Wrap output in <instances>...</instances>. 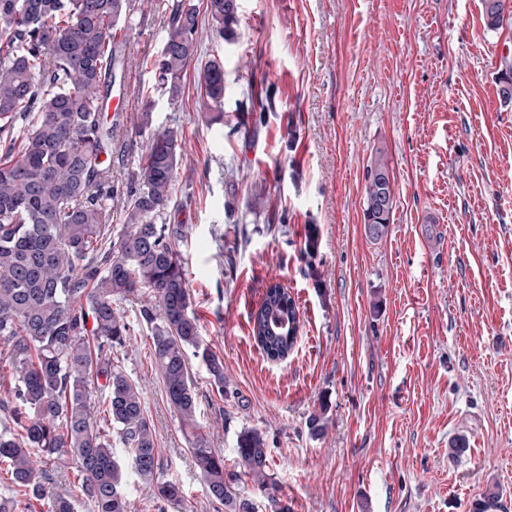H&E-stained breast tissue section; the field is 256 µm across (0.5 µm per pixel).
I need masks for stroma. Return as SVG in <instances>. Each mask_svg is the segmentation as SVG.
<instances>
[{
	"mask_svg": "<svg viewBox=\"0 0 512 512\" xmlns=\"http://www.w3.org/2000/svg\"><path fill=\"white\" fill-rule=\"evenodd\" d=\"M174 0L127 22L138 38L125 81L131 109L112 136V222L152 133L182 147L166 218L183 224L192 309L224 363L216 390L192 361L198 421L237 491L291 512H470L498 485L512 512V104L499 52L512 18L483 24L484 0H237L232 41H203L178 97L153 91ZM224 64V122L207 125L198 75ZM270 93L265 124L252 97ZM152 98L148 127L139 106ZM384 151L396 205L387 235L366 237L364 171ZM317 225L315 260L302 252ZM300 312L296 351L272 362L249 329L266 287ZM116 353L156 432L160 477L185 502L152 499L126 475L132 512H224L211 501L188 435L155 370L139 296ZM327 420L312 436L311 415ZM262 433L272 482L241 475L240 431ZM468 450L455 456L458 438ZM41 495L92 512L73 466L48 467Z\"/></svg>",
	"mask_w": 512,
	"mask_h": 512,
	"instance_id": "obj_1",
	"label": "stroma"
}]
</instances>
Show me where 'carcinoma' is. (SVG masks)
<instances>
[{
  "label": "carcinoma",
  "instance_id": "cac0c4a2",
  "mask_svg": "<svg viewBox=\"0 0 512 512\" xmlns=\"http://www.w3.org/2000/svg\"><path fill=\"white\" fill-rule=\"evenodd\" d=\"M135 0H0V345L15 375L8 419L0 422V463H7L11 496L0 512H20V492L38 494L37 475L68 460L93 512H131L123 466L112 441L129 455L151 495L172 505L182 487L158 481L155 429L138 385L112 351L126 347L131 324L114 302L141 293L139 318L151 327L152 353L168 403L190 430L189 451L213 501L226 512H258L230 489L224 458L209 447L197 421L198 397L190 358L199 359L218 392L224 362L201 339L192 311L186 261L178 242L183 224H164L174 195L180 145L174 131L154 134L125 201L124 224L112 225L116 190L103 156L112 124L102 112L117 78L134 65L122 50L124 23ZM509 0H485L484 26L502 27ZM202 31L193 0H175L158 59L157 88L177 96L203 38L236 36L237 0H206ZM499 97L512 102V60L504 58ZM199 84L213 124L224 120V64L208 62ZM380 151L364 172L367 237L378 241L392 223V179ZM251 334L270 361L295 350L299 310L288 289L267 287L251 316ZM112 432L92 421L94 393ZM236 464L269 483L262 434L239 433ZM471 512H506L498 486L474 500Z\"/></svg>",
  "mask_w": 512,
  "mask_h": 512
}]
</instances>
